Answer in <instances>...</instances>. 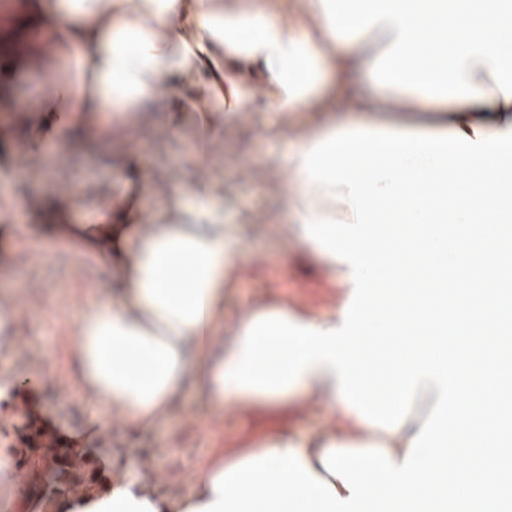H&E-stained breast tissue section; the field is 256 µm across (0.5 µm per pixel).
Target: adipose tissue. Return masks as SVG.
Here are the masks:
<instances>
[{
    "instance_id": "ef3b65f1",
    "label": "adipose tissue",
    "mask_w": 512,
    "mask_h": 512,
    "mask_svg": "<svg viewBox=\"0 0 512 512\" xmlns=\"http://www.w3.org/2000/svg\"><path fill=\"white\" fill-rule=\"evenodd\" d=\"M73 2L31 4L76 73L50 89L62 111L54 141L94 149L111 142L128 113L185 112L204 93L216 104L197 122L210 135L233 131L239 115L267 102L276 112L314 113L308 133L280 158L288 185L278 220L346 283L349 263L305 234L310 219H354L348 187H316L303 169L306 152L337 133L334 113L362 114L370 131L475 140L512 131V0H97L81 13ZM163 210L176 220L141 236L130 222L106 218L96 226L111 237L109 262L120 274L112 293L89 300L78 319L77 381L99 404L100 427L150 430L190 387L204 403L246 411L256 428L234 449L202 457L178 498L150 496L132 466L103 496L73 500L71 512H202L217 499L218 476L274 451L297 452L344 498L348 490L324 468L327 450L378 447L402 465L426 410L439 401L436 389L419 391L388 430L350 409L324 366L305 368L282 392L224 385L258 317L278 314L329 331L341 326L343 310L309 317L280 302L251 305L225 336L224 298L250 258L240 233L225 227L212 190L197 181L174 189ZM134 235L137 247L127 248ZM311 402L326 404L347 434L290 437L289 419Z\"/></svg>"
}]
</instances>
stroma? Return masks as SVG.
I'll return each mask as SVG.
<instances>
[{
    "instance_id": "35a3bbf8",
    "label": "stroma",
    "mask_w": 512,
    "mask_h": 512,
    "mask_svg": "<svg viewBox=\"0 0 512 512\" xmlns=\"http://www.w3.org/2000/svg\"><path fill=\"white\" fill-rule=\"evenodd\" d=\"M62 58L47 55L24 72L16 97L23 110L37 113L39 126H49L52 82L69 79ZM171 113L131 130L123 154L124 170L148 174V190L136 202V221L151 224L157 206L188 178L217 189V200L232 217L247 216L254 223L245 240L252 261L241 275L235 297L227 302L225 328L250 302L288 301L299 312L317 316L335 308L344 297L338 275L306 249L282 238L280 227L268 223L275 195L286 181L276 158L289 148L287 140L262 129V115L244 122V131L210 137L199 152L196 169L186 165L187 148L198 140V124L190 117L172 136ZM14 181L0 185V290L12 289L19 302L13 327L15 350L0 358V374H37L31 388L0 399V449L16 443L14 407L22 398L38 399V409L80 446L93 449L104 478L136 463L141 473H158V496H174L185 485L189 465L209 449H232L251 428L247 413L221 411L203 405L195 391L186 390L174 401L169 416L148 432L113 429L92 433L89 423L99 406L85 398L72 381L74 330L80 309L92 295L107 296L114 284L111 269L98 262L94 248L66 227L41 223V188H51L62 200L80 198L74 224L87 228L125 198L128 182L115 179L97 159L78 148L34 153L14 147L0 153V170Z\"/></svg>"
}]
</instances>
